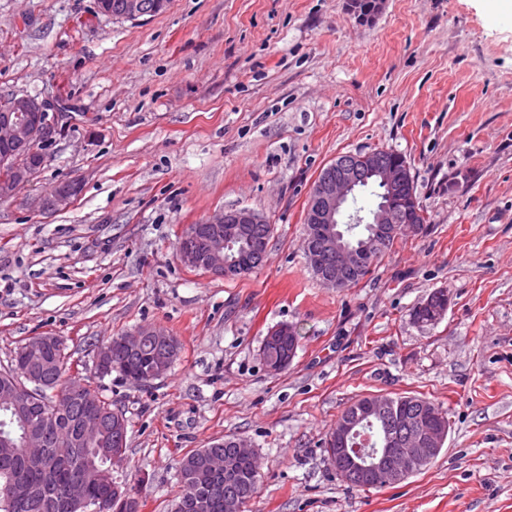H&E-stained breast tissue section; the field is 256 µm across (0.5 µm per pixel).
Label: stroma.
<instances>
[{"mask_svg":"<svg viewBox=\"0 0 512 512\" xmlns=\"http://www.w3.org/2000/svg\"><path fill=\"white\" fill-rule=\"evenodd\" d=\"M46 99L61 131L0 200V369L30 337L64 340L72 371L128 423L116 471L139 512H171L176 467L248 439L245 512H512V22L487 0H386L361 26L346 0H170L137 20L95 0H0V96ZM396 151L429 217L358 284L309 269L305 212L345 153ZM82 193L41 213L61 180ZM265 217L261 267L224 278L180 256L187 229L230 209ZM438 288L434 325L415 306ZM299 332L272 373V327ZM174 336L163 377L99 376L101 345ZM420 394L450 429L402 483L349 488L324 452L367 394Z\"/></svg>","mask_w":512,"mask_h":512,"instance_id":"obj_1","label":"stroma"}]
</instances>
